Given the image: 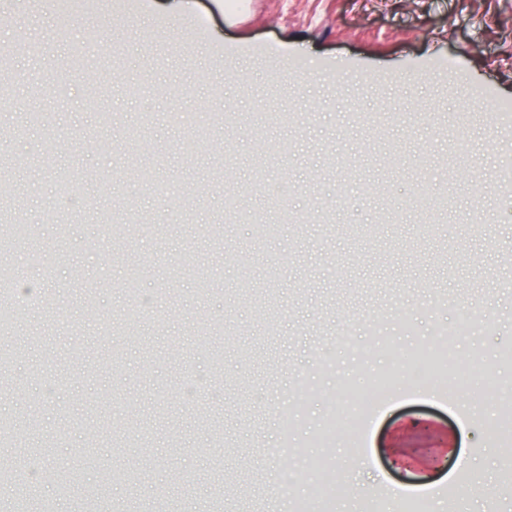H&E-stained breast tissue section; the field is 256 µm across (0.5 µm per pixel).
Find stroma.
Segmentation results:
<instances>
[{
	"mask_svg": "<svg viewBox=\"0 0 512 512\" xmlns=\"http://www.w3.org/2000/svg\"><path fill=\"white\" fill-rule=\"evenodd\" d=\"M0 0V83L16 90L0 111V291L31 281L17 307L14 352L0 369V417L28 452V490L54 500L67 470L76 498L55 512H217L236 446L269 479L265 512H293L308 482L286 471L335 463V486L380 484L416 495L446 484L458 455L469 471L437 512H512V0ZM194 45L184 54L182 44ZM234 80H226L227 72ZM144 81L148 91L129 96ZM467 103L465 145L448 142ZM294 114L281 125V113ZM180 189L170 220L136 174ZM67 179L76 206L59 204ZM263 183L268 199L302 216L259 241L225 218L227 187ZM448 199L438 234L420 236L428 205ZM62 224H43L45 209ZM36 227L33 245L9 223ZM138 266L152 307L129 314L123 291ZM210 292L198 298L199 283ZM472 309L458 358L479 355L486 382L470 390L478 419L449 403L393 398L363 447L349 433L366 385L407 380L391 365L422 355ZM346 386L354 406L330 415ZM294 420L282 433L278 412ZM336 424L332 446L317 438ZM137 445L116 456L112 442ZM115 468L125 482L104 484Z\"/></svg>",
	"mask_w": 512,
	"mask_h": 512,
	"instance_id": "obj_1",
	"label": "stroma"
}]
</instances>
